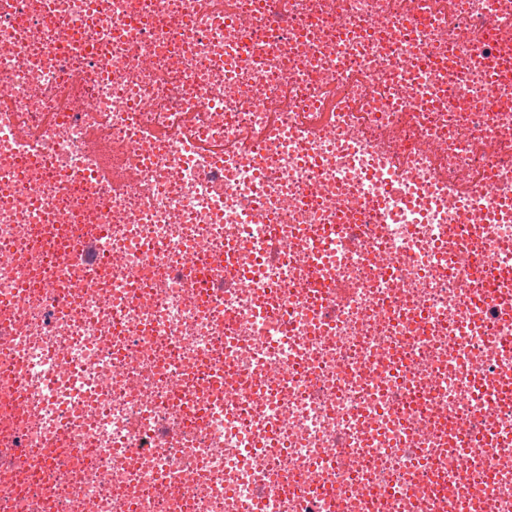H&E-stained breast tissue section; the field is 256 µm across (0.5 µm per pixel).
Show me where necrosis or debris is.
<instances>
[{
    "label": "necrosis or debris",
    "instance_id": "4bbe7bcc",
    "mask_svg": "<svg viewBox=\"0 0 512 512\" xmlns=\"http://www.w3.org/2000/svg\"><path fill=\"white\" fill-rule=\"evenodd\" d=\"M1 184L0 512H512V0H0Z\"/></svg>",
    "mask_w": 512,
    "mask_h": 512
}]
</instances>
